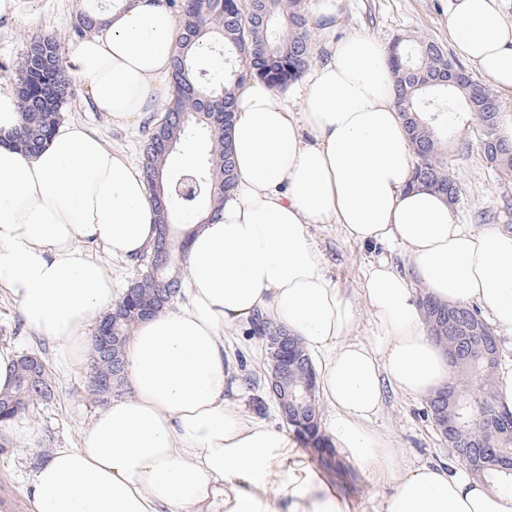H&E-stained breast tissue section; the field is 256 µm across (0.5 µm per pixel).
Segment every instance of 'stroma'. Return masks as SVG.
Wrapping results in <instances>:
<instances>
[{
  "label": "stroma",
  "instance_id": "1",
  "mask_svg": "<svg viewBox=\"0 0 512 512\" xmlns=\"http://www.w3.org/2000/svg\"><path fill=\"white\" fill-rule=\"evenodd\" d=\"M101 3L102 0H22L16 16L0 19V81L8 80V66L39 37L53 36L62 55H69L80 40L74 30L76 13ZM447 19L448 0H341L338 30L363 33L385 45L404 33H424L444 44L448 41ZM63 119L98 129L110 145L136 158L141 156L153 126L148 120L137 127H113L107 116L93 111L78 84L73 87ZM446 122L449 150H456L462 142L470 145L467 157L456 167L461 194L455 214L476 230L487 224L512 225V178L501 176L485 163L478 146L476 119L451 114ZM311 233L326 259L329 276L356 308L352 339L368 341L373 323L363 296L364 274L377 258L385 257L401 266L405 263L403 256L380 245L353 243L336 224L312 226ZM224 343L230 359L226 397L252 416L281 425L275 401L265 389L261 336L246 324L230 330ZM7 346L21 355L41 356L56 382L54 397L21 415L11 428L0 431V496L15 502V512H30V475L53 449L76 447L81 432L107 403L90 394L86 364L60 370L54 348L28 331L18 304L0 289V347ZM370 428L394 448L397 472L423 464L443 463L451 468L460 464L433 426L428 399L386 390L383 407ZM394 485V474L378 476L356 467L351 478L336 480L332 487L344 502L350 503L352 512H382Z\"/></svg>",
  "mask_w": 512,
  "mask_h": 512
}]
</instances>
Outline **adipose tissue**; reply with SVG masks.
I'll list each match as a JSON object with an SVG mask.
<instances>
[{"label": "adipose tissue", "instance_id": "adipose-tissue-1", "mask_svg": "<svg viewBox=\"0 0 512 512\" xmlns=\"http://www.w3.org/2000/svg\"><path fill=\"white\" fill-rule=\"evenodd\" d=\"M339 4L309 0L324 56L298 96L258 79L236 89L237 183L220 220L169 217L186 243L185 299L137 323L125 346L128 395L31 476V512H347L295 462L287 433L225 399L227 330L259 314L320 353L336 446L375 474L395 469L393 449L369 428L385 388L429 398L452 376L418 289L477 305L512 335V233L473 230L410 184L387 50L362 33L337 37ZM101 18L70 72L96 111L131 126L170 98L179 25L164 0ZM448 37L498 92L500 132L512 140V20L497 0H448ZM157 221L140 164L93 128L59 124L28 157L0 144V288L62 365L82 361L90 328L118 300L113 260L148 252ZM314 224L406 258V269L381 260L365 273L369 341L350 338L356 314L312 241ZM384 512H512V493L466 468L425 464L402 474Z\"/></svg>", "mask_w": 512, "mask_h": 512}]
</instances>
